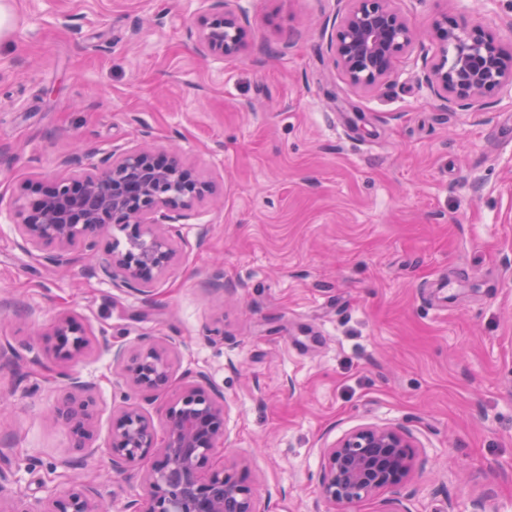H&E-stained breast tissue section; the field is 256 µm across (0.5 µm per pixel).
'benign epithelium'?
I'll return each instance as SVG.
<instances>
[{"label": "benign epithelium", "instance_id": "1", "mask_svg": "<svg viewBox=\"0 0 512 512\" xmlns=\"http://www.w3.org/2000/svg\"><path fill=\"white\" fill-rule=\"evenodd\" d=\"M394 0H349L340 29L330 40L334 63L350 83L370 91L391 79L393 61L407 51L416 33L393 6ZM246 13L231 0H216L188 30L197 52L206 60H222L244 52ZM440 42L453 56L432 61L425 76L427 88L447 101L473 104L488 94L512 92V52L482 26H461L444 15L435 22ZM87 155L72 153L60 164L78 172L74 178L45 186L38 198L9 210L8 220L22 242L21 249L50 247L40 255L47 268L64 269L82 251L97 249L99 231L120 224L129 230L127 247L112 251L103 267L115 288L149 292L161 272L174 260L166 223L191 218L192 202L204 195L205 185L175 152L156 151L146 143L113 149L101 167L84 171ZM56 353L70 359L87 344L90 329L83 319L66 315L52 328ZM112 348L115 372L131 386L147 392L168 387L172 348L152 344L131 352ZM196 383L183 385L167 408L168 429L157 442L154 429L136 406L112 418V465L123 470L144 466L146 512H261L255 489L234 465L207 469L224 453L225 400L203 371ZM69 395L56 419L64 420L80 446L92 439L95 400L92 386L67 373ZM412 436L398 427L358 428L327 449L319 480V495L329 504L352 508L377 494L399 487L409 476L415 458ZM9 512H107L88 490L66 495L34 510L19 499Z\"/></svg>", "mask_w": 512, "mask_h": 512}]
</instances>
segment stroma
I'll list each match as a JSON object with an SVG mask.
<instances>
[{"mask_svg": "<svg viewBox=\"0 0 512 512\" xmlns=\"http://www.w3.org/2000/svg\"><path fill=\"white\" fill-rule=\"evenodd\" d=\"M0 39V211L69 177L62 156L146 141L178 147L208 185L153 290L115 288L103 265L126 234L64 272L0 223V454L29 502L72 482L110 512L144 498L113 470V415L137 406L157 436L189 372L226 398L227 453L263 512H327L325 450L364 426L414 439L397 489L358 512H512V94L441 100L422 78L448 15L512 51V0H394L422 35L396 75L354 87L329 40L347 0H240L246 52L203 59L186 37L213 0H8ZM455 280L447 301L435 281ZM93 329L69 361L51 326ZM223 331L212 342L207 330ZM137 349L175 343L170 391L118 378L98 332ZM91 383L94 436L74 447L50 415L56 372Z\"/></svg>", "mask_w": 512, "mask_h": 512, "instance_id": "35a3bbf8", "label": "stroma"}]
</instances>
